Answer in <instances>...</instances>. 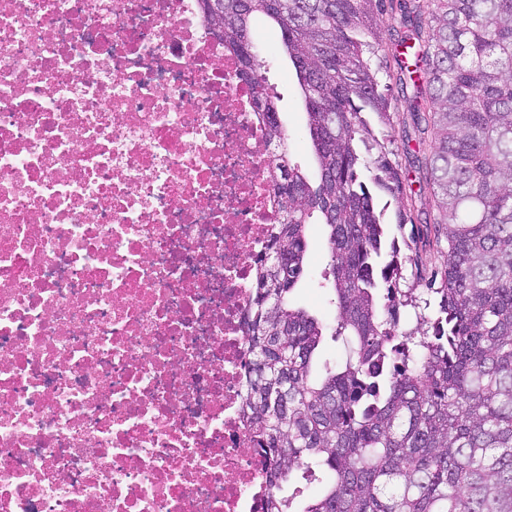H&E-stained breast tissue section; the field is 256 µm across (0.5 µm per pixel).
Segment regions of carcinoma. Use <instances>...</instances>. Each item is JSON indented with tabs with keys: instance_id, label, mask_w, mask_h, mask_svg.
Listing matches in <instances>:
<instances>
[{
	"instance_id": "carcinoma-1",
	"label": "carcinoma",
	"mask_w": 512,
	"mask_h": 512,
	"mask_svg": "<svg viewBox=\"0 0 512 512\" xmlns=\"http://www.w3.org/2000/svg\"><path fill=\"white\" fill-rule=\"evenodd\" d=\"M199 2L288 175L274 183L288 216L271 234L280 260L258 259L248 327L244 417L280 469L260 512H512V0ZM389 12L399 29L384 44ZM257 16L278 26L294 70L314 181L261 75ZM390 61L425 150L416 190L374 133L391 125L377 78ZM423 195L435 215L418 226ZM315 216L328 229L329 324L291 302ZM408 223L403 253L390 225ZM434 252L446 259L428 280ZM407 264L436 303L400 288ZM402 307L415 327L399 329ZM326 330L345 357L317 363ZM298 475L315 489L294 511L284 491Z\"/></svg>"
}]
</instances>
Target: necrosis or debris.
Listing matches in <instances>:
<instances>
[{
	"label": "necrosis or debris",
	"mask_w": 512,
	"mask_h": 512,
	"mask_svg": "<svg viewBox=\"0 0 512 512\" xmlns=\"http://www.w3.org/2000/svg\"><path fill=\"white\" fill-rule=\"evenodd\" d=\"M237 72L198 0H0V512H259Z\"/></svg>",
	"instance_id": "1"
}]
</instances>
